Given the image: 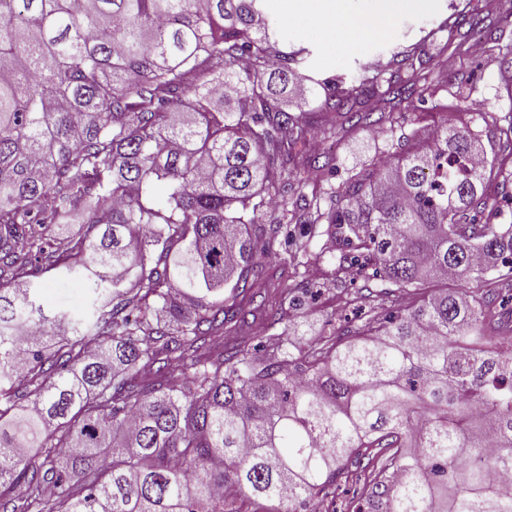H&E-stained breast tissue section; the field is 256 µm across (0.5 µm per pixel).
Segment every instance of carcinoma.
Listing matches in <instances>:
<instances>
[{
	"mask_svg": "<svg viewBox=\"0 0 512 512\" xmlns=\"http://www.w3.org/2000/svg\"><path fill=\"white\" fill-rule=\"evenodd\" d=\"M262 2L0 0V506L20 488L12 512H268L351 480L356 512H512L492 478L512 467V333L448 287L512 276V225L482 223L512 174L444 121L307 196L314 125L394 131L441 61L412 44L290 112L309 76ZM464 21L454 51L492 38ZM483 122L512 151V124ZM317 235L334 282L370 272L420 297L297 345L306 287L262 253L281 236L306 256ZM52 271L90 284L89 316L45 311L31 278ZM270 276L282 331L260 349L237 332Z\"/></svg>",
	"mask_w": 512,
	"mask_h": 512,
	"instance_id": "cac0c4a2",
	"label": "carcinoma"
}]
</instances>
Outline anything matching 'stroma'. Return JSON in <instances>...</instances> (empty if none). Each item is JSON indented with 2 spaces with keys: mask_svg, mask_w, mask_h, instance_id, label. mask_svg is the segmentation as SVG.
<instances>
[{
  "mask_svg": "<svg viewBox=\"0 0 512 512\" xmlns=\"http://www.w3.org/2000/svg\"><path fill=\"white\" fill-rule=\"evenodd\" d=\"M469 3L488 10L494 6L493 0H427L424 8L396 15L385 35H368L351 49L337 48L335 34L326 32L322 25L309 20L287 21L275 0H263L262 6L269 17L282 22L284 39L302 49L303 73L319 78L350 79L358 76L361 67L369 62L376 60L387 64L394 53L422 38L427 39L430 54H437L448 41L449 25L464 14ZM461 73L468 75L471 91L463 111L455 115L458 125L477 131L486 115L512 116V80L504 77L498 63L485 53L478 55L470 50L462 54L449 53L447 67L434 73L439 91L432 99L430 110L407 113L405 122L391 134L377 133L362 125L337 130L333 146L337 157L335 173L307 169L303 175L304 192L324 191L339 185L349 170L372 164L395 152L404 136L433 129L447 114L451 103L448 88ZM309 252L301 273L305 285L316 289L317 294L295 311L288 323L289 336L300 345L333 331L343 334L356 330L365 319V309L345 305L344 294H361L369 288L383 287L381 281L368 282L359 277L346 281L341 287L331 285L330 272L337 262L336 255L326 249L320 237L313 239ZM38 284L39 299L46 311L81 314L87 310L88 294L81 282L63 274L48 273L39 278ZM463 291L469 296L489 295L494 307L491 330L499 333L512 325V280L506 278L492 286L469 284Z\"/></svg>",
  "mask_w": 512,
  "mask_h": 512,
  "instance_id": "35a3bbf8",
  "label": "stroma"
}]
</instances>
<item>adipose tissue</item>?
Masks as SVG:
<instances>
[{
	"mask_svg": "<svg viewBox=\"0 0 512 512\" xmlns=\"http://www.w3.org/2000/svg\"><path fill=\"white\" fill-rule=\"evenodd\" d=\"M288 16L304 19L319 17L333 28L339 47L357 45L364 33L383 32L391 17L398 12L421 7L422 0H374L373 5L359 17H352L348 0H283Z\"/></svg>",
	"mask_w": 512,
	"mask_h": 512,
	"instance_id": "1",
	"label": "adipose tissue"
}]
</instances>
